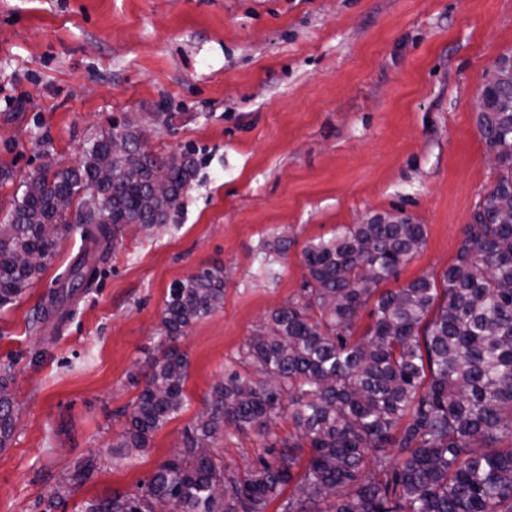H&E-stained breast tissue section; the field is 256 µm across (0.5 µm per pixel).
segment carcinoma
<instances>
[{"label": "carcinoma", "mask_w": 512, "mask_h": 512, "mask_svg": "<svg viewBox=\"0 0 512 512\" xmlns=\"http://www.w3.org/2000/svg\"><path fill=\"white\" fill-rule=\"evenodd\" d=\"M479 131L496 150L498 178L476 204L455 262L440 280L420 277L395 291L381 283L425 244L423 225L374 215L307 245L301 296L253 330L233 368L211 393L182 449L163 462L141 493L84 502L78 512H266L284 488L281 512H512V111L479 114ZM40 190H23L0 222V305L20 298L74 230L57 201L85 191L96 225L110 244L127 224H151L178 207L194 174L187 156L112 153L102 135L78 166L35 171ZM151 181L169 185L150 198ZM55 234L45 235V227ZM89 251L70 265L67 287L88 280ZM374 302L372 323L356 336L357 312ZM224 304V273L205 268L169 289L164 342L148 363L132 405L121 454L147 446L184 406L188 361L175 340L192 321ZM13 363L0 366V449L14 434ZM286 417L295 434L275 463L244 473L217 462L226 427L267 433ZM74 464L56 487L62 500L93 474Z\"/></svg>", "instance_id": "obj_1"}]
</instances>
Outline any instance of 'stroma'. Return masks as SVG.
Wrapping results in <instances>:
<instances>
[{
  "label": "stroma",
  "instance_id": "obj_1",
  "mask_svg": "<svg viewBox=\"0 0 512 512\" xmlns=\"http://www.w3.org/2000/svg\"><path fill=\"white\" fill-rule=\"evenodd\" d=\"M512 53V0H0V218L50 154L77 166L129 118L148 150L196 173L165 224L118 233L65 313L52 291L85 247L67 234L0 307L13 360L14 436L0 450V512H44L76 461L91 478L57 503L137 491L182 446L255 326L297 299L309 242L374 215L409 217L425 244L382 290L441 277L497 171L473 102ZM292 245L277 254L282 234ZM224 271V305L177 342L185 405L147 448L116 456L170 286ZM224 429L214 454L240 472L292 432Z\"/></svg>",
  "mask_w": 512,
  "mask_h": 512
}]
</instances>
